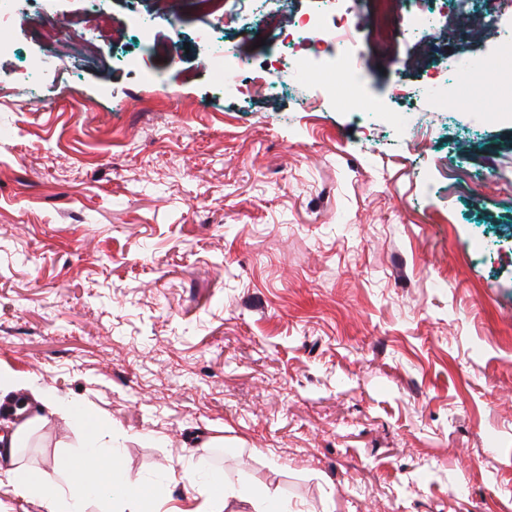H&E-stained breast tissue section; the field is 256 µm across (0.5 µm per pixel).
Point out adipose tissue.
<instances>
[{
  "label": "adipose tissue",
  "mask_w": 512,
  "mask_h": 512,
  "mask_svg": "<svg viewBox=\"0 0 512 512\" xmlns=\"http://www.w3.org/2000/svg\"><path fill=\"white\" fill-rule=\"evenodd\" d=\"M8 395L68 416L83 441L82 447L60 464L61 469L71 473V480L64 486L52 488L19 462L20 450L42 424V416L27 419L9 434L0 435V459L7 464L0 474L14 491L21 494L41 492L46 512H84L90 495L102 486L111 488L113 494L128 495L130 487L117 465L121 451L109 445H99L98 424L86 408L58 399L34 381L0 378V398ZM180 479L202 492L204 501L200 512H288L287 501L270 494L254 497L249 486L226 484L223 475L201 462L183 471Z\"/></svg>",
  "instance_id": "obj_1"
}]
</instances>
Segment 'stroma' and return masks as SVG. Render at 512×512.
Listing matches in <instances>:
<instances>
[{
    "instance_id": "stroma-1",
    "label": "stroma",
    "mask_w": 512,
    "mask_h": 512,
    "mask_svg": "<svg viewBox=\"0 0 512 512\" xmlns=\"http://www.w3.org/2000/svg\"><path fill=\"white\" fill-rule=\"evenodd\" d=\"M361 95L320 80L241 97L203 58L264 56L214 17L182 24L154 83L129 0H21L0 45V370L110 421L132 497L88 512H196L197 458L294 512H512V85L403 113L397 85L451 53L512 68L449 10L432 40L374 41ZM78 21L38 88L54 14ZM426 129L403 139L399 126ZM80 441L48 416L20 458L59 485ZM358 88L356 85H339L333 81H326L321 86V92L314 99L313 103H320L325 99L336 100V104H339L346 97L356 95Z\"/></svg>"
}]
</instances>
